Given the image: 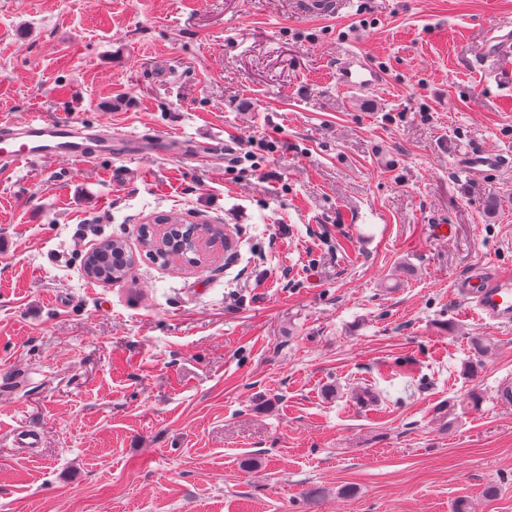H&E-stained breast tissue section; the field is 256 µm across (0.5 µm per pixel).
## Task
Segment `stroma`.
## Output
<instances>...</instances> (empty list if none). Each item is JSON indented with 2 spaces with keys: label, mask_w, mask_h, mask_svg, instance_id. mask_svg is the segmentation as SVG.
Instances as JSON below:
<instances>
[{
  "label": "stroma",
  "mask_w": 512,
  "mask_h": 512,
  "mask_svg": "<svg viewBox=\"0 0 512 512\" xmlns=\"http://www.w3.org/2000/svg\"><path fill=\"white\" fill-rule=\"evenodd\" d=\"M296 2L0 0V120L224 142L0 170V512H512V327L454 289L512 272V167L453 170L512 153V0ZM341 47L382 85L339 90ZM172 211L228 248L85 277ZM354 0H299L298 12L301 15L308 16L313 14L324 15L331 12H339L349 7ZM510 164V155L503 151L465 150L456 154L453 169L458 177L466 181H478L510 167ZM137 259L122 237L105 238L84 255L85 277L96 283H120L136 265Z\"/></svg>",
  "instance_id": "35a3bbf8"
}]
</instances>
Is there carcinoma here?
<instances>
[{
	"label": "carcinoma",
	"mask_w": 512,
	"mask_h": 512,
	"mask_svg": "<svg viewBox=\"0 0 512 512\" xmlns=\"http://www.w3.org/2000/svg\"><path fill=\"white\" fill-rule=\"evenodd\" d=\"M199 232L206 238L201 248L190 243L183 244V239L176 233L170 240L161 235L144 234L141 236V247L153 259L162 261L165 267L178 270L204 267L212 262L217 246L225 244L224 227L204 222ZM136 262L133 251L123 238L109 237L84 255L83 271L92 282L120 283L128 277Z\"/></svg>",
	"instance_id": "1"
}]
</instances>
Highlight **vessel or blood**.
<instances>
[{"instance_id":"vessel-or-blood-1","label":"vessel or blood","mask_w":512,"mask_h":512,"mask_svg":"<svg viewBox=\"0 0 512 512\" xmlns=\"http://www.w3.org/2000/svg\"><path fill=\"white\" fill-rule=\"evenodd\" d=\"M353 0H298V12L324 15L349 7ZM384 74L373 62L352 50L336 57V83L346 92L367 93L382 84ZM141 135L119 133L85 123L76 115L48 118L34 115L25 121L0 122V168L47 158L88 162L112 152L132 151ZM512 166V156L493 149L465 150L456 154L453 169L468 181L488 178ZM455 288L479 319L492 327L512 323V275L491 272L488 264L476 266Z\"/></svg>"}]
</instances>
